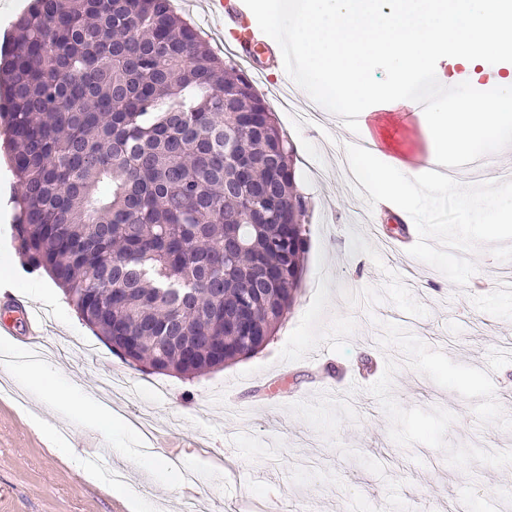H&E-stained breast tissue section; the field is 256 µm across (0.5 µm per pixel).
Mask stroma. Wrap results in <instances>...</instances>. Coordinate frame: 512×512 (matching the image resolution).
<instances>
[{
	"label": "stroma",
	"mask_w": 512,
	"mask_h": 512,
	"mask_svg": "<svg viewBox=\"0 0 512 512\" xmlns=\"http://www.w3.org/2000/svg\"><path fill=\"white\" fill-rule=\"evenodd\" d=\"M211 50L231 59L232 32L200 0H172ZM257 93L272 102L294 147L308 202V245L294 304L251 357L186 380L149 374L116 356L78 318L45 272L16 266V296L46 312L47 363L99 393L120 376L133 389L112 411L111 436L58 424L60 438L111 463L115 481L82 478L29 424L30 390L0 376V512H512V233L489 238L512 210V185L493 208L410 189L400 212L373 211L338 167L351 135L339 120L312 129L297 112L321 98L320 79H287L253 59ZM450 88L499 87L512 57H484ZM328 112L336 101L321 98ZM420 249L394 250L407 235Z\"/></svg>",
	"instance_id": "stroma-1"
}]
</instances>
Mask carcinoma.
Segmentation results:
<instances>
[{
    "label": "carcinoma",
    "mask_w": 512,
    "mask_h": 512,
    "mask_svg": "<svg viewBox=\"0 0 512 512\" xmlns=\"http://www.w3.org/2000/svg\"><path fill=\"white\" fill-rule=\"evenodd\" d=\"M0 126L24 263L125 360L193 379L274 337L307 252L293 153L170 0H34Z\"/></svg>",
    "instance_id": "carcinoma-1"
}]
</instances>
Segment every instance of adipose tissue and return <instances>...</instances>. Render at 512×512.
<instances>
[{
    "instance_id": "adipose-tissue-1",
    "label": "adipose tissue",
    "mask_w": 512,
    "mask_h": 512,
    "mask_svg": "<svg viewBox=\"0 0 512 512\" xmlns=\"http://www.w3.org/2000/svg\"><path fill=\"white\" fill-rule=\"evenodd\" d=\"M292 34L307 66L353 103L375 95L368 65L386 58L394 92L385 96L384 109L392 112L402 101L400 89L423 70H434L441 58L451 55L468 63L487 54L512 56V0H308ZM416 119L430 149L418 166L402 165V178L374 169L378 196L406 205L413 183L464 204H483L484 195L460 190L452 180L438 182L437 174L449 162H468L476 147L512 144V84H503L492 102L467 95L448 104L432 101ZM6 371L37 397H50L54 415L74 419L87 433L111 432V413L52 366L24 358Z\"/></svg>"
}]
</instances>
